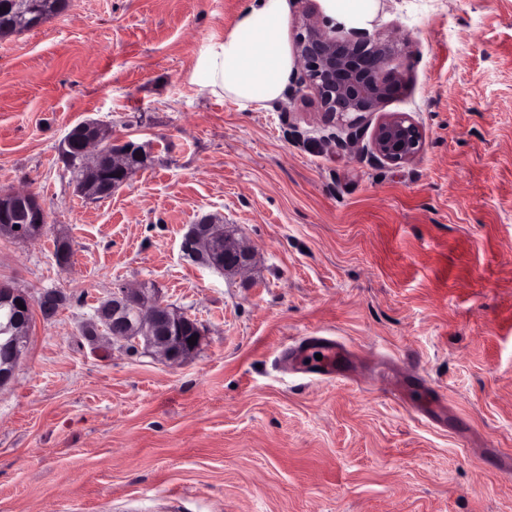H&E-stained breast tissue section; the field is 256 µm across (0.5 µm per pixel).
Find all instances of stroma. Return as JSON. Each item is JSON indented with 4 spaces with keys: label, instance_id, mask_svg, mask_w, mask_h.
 Here are the masks:
<instances>
[{
    "label": "stroma",
    "instance_id": "obj_1",
    "mask_svg": "<svg viewBox=\"0 0 512 512\" xmlns=\"http://www.w3.org/2000/svg\"><path fill=\"white\" fill-rule=\"evenodd\" d=\"M248 3L68 0L0 39V193L47 217L0 237V284L35 307L0 388V512H512V0H379L406 88L355 149L298 77L253 110L197 83ZM393 112L423 136L400 164L369 136ZM86 120L150 148L101 200L59 155ZM205 218L245 270L184 254ZM121 286L198 347L86 336ZM308 336L342 345L334 376L283 361Z\"/></svg>",
    "mask_w": 512,
    "mask_h": 512
}]
</instances>
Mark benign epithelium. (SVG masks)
<instances>
[{"mask_svg":"<svg viewBox=\"0 0 512 512\" xmlns=\"http://www.w3.org/2000/svg\"><path fill=\"white\" fill-rule=\"evenodd\" d=\"M350 38L339 39L320 25L309 20L303 22L295 41V55L302 68V83L310 85L316 92L322 112L341 126L350 128L349 138H362L358 128L368 112L375 111L386 99L396 94L400 81L383 71L388 57L395 51L396 44L389 39L368 38L366 32L351 30ZM82 140L85 159L92 168L108 161L112 170L126 182L131 174L130 158H148L145 147L134 141H127L118 150L112 149V139L94 121H84L69 131ZM422 134L417 123L405 113L386 117L373 130L372 146L378 159L390 163L411 160L420 151ZM27 203L28 223L40 224L46 220L45 212L38 198L30 192H11L0 195V236L16 239L36 237L34 230L15 228L16 204ZM197 238L219 243L223 239L220 224H198L193 227ZM224 259L232 269L247 268L252 255L249 250L235 241L225 246ZM137 305L141 309L139 333L124 336L122 340L137 344L140 340L155 347L168 362L183 357L182 344L188 337H181L182 344L172 342L164 335L169 308L161 300L145 290L118 289L112 297V304L100 305L96 316L102 326L120 325L124 307ZM29 322L13 316L0 320V351L10 355V361L0 366V387L9 381L17 363V344L28 334Z\"/></svg>","mask_w":512,"mask_h":512,"instance_id":"7a95c632","label":"benign epithelium"}]
</instances>
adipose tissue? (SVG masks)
<instances>
[{"instance_id": "ef3b65f1", "label": "adipose tissue", "mask_w": 512, "mask_h": 512, "mask_svg": "<svg viewBox=\"0 0 512 512\" xmlns=\"http://www.w3.org/2000/svg\"><path fill=\"white\" fill-rule=\"evenodd\" d=\"M325 16L348 28H366L378 0H321ZM288 0H253L223 38L208 42L194 76L210 94L248 109L279 98L293 70L288 50Z\"/></svg>"}]
</instances>
